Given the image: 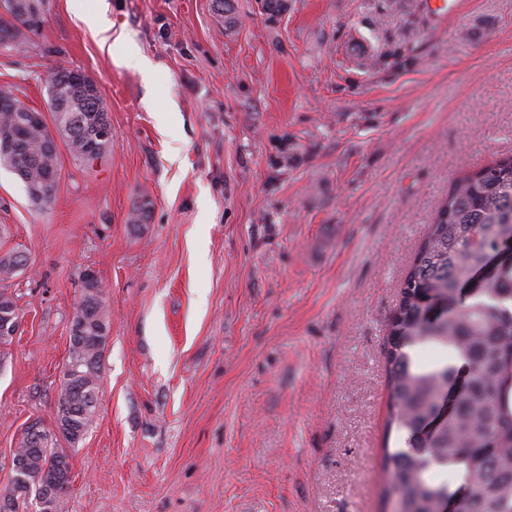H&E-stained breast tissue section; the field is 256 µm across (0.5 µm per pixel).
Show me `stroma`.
Here are the masks:
<instances>
[{
    "mask_svg": "<svg viewBox=\"0 0 512 512\" xmlns=\"http://www.w3.org/2000/svg\"><path fill=\"white\" fill-rule=\"evenodd\" d=\"M48 0L0 85L99 86L112 150L54 202L0 168L22 328L0 355V489L55 431L82 277L111 325L60 512H382L388 319L460 173L512 154V0ZM103 11L109 39L81 19ZM150 77L120 66L128 48ZM179 159H171V148ZM151 202L148 223L128 222ZM207 253L197 263V248Z\"/></svg>",
    "mask_w": 512,
    "mask_h": 512,
    "instance_id": "1",
    "label": "stroma"
}]
</instances>
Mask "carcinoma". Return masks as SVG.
<instances>
[{"mask_svg":"<svg viewBox=\"0 0 512 512\" xmlns=\"http://www.w3.org/2000/svg\"><path fill=\"white\" fill-rule=\"evenodd\" d=\"M25 9L0 21V48L29 43L26 29L40 27L46 0H25ZM52 117L71 125L77 137L66 144L83 161L85 141L95 137V105L78 85L51 76ZM14 99L15 109L0 110V167L13 173L36 206L50 204L56 183L46 175L59 163L47 147L50 129L30 128L16 137L23 110L13 90L0 87V99ZM150 201L143 197L128 223L148 220ZM512 244V154L454 179L448 196L427 227L401 283L389 319L383 356L389 387L386 434L403 435L404 446L384 441L386 480L383 502L391 512H441L456 493L450 475L462 474L464 512H512V266L500 263L495 275L475 282L504 247ZM17 251L0 255V282L25 269ZM86 307L76 309L71 325L68 363L56 404V427L72 444L92 423L98 408L102 345L110 326L105 292L84 289ZM19 319L14 297L0 291V347L13 339ZM433 347L451 360L431 368L419 364L412 349ZM453 398L448 419L433 431L441 400ZM39 441L24 431L12 459L9 483L0 493V512H59L70 485L60 476L70 471L66 448L36 450Z\"/></svg>","mask_w":512,"mask_h":512,"instance_id":"1","label":"carcinoma"}]
</instances>
